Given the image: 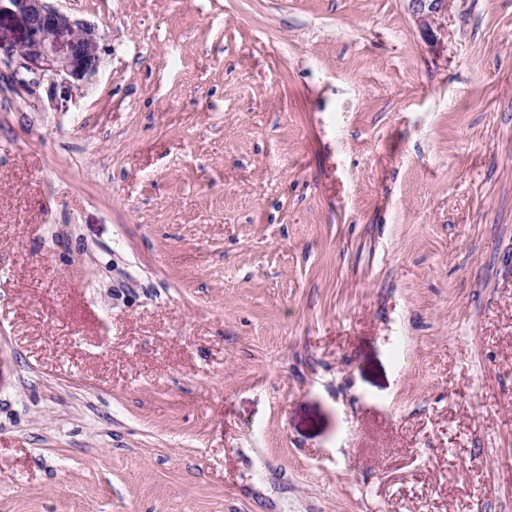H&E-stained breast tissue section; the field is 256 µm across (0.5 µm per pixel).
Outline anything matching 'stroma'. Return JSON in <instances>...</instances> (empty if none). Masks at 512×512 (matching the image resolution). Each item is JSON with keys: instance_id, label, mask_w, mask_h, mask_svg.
Returning a JSON list of instances; mask_svg holds the SVG:
<instances>
[{"instance_id": "obj_1", "label": "stroma", "mask_w": 512, "mask_h": 512, "mask_svg": "<svg viewBox=\"0 0 512 512\" xmlns=\"http://www.w3.org/2000/svg\"><path fill=\"white\" fill-rule=\"evenodd\" d=\"M0 59V512H512V0H50ZM5 12L21 17L25 35L13 42L0 39V57L17 58L26 71L48 75L63 97L71 98L80 82L98 70L101 47L95 27L71 20L48 0H1L0 16ZM409 10L417 25L424 34L430 38V46L437 47L432 24L439 15L446 9L447 0H408Z\"/></svg>"}]
</instances>
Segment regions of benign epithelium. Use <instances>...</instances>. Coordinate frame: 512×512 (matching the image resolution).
<instances>
[{"instance_id": "benign-epithelium-1", "label": "benign epithelium", "mask_w": 512, "mask_h": 512, "mask_svg": "<svg viewBox=\"0 0 512 512\" xmlns=\"http://www.w3.org/2000/svg\"><path fill=\"white\" fill-rule=\"evenodd\" d=\"M417 25L437 47L432 24L446 9L447 0H408ZM21 17L25 35L18 41L0 39V57L19 60L20 67L52 78L65 97L73 96L82 81L101 62L100 37L95 27L70 19L48 0H0V14Z\"/></svg>"}]
</instances>
